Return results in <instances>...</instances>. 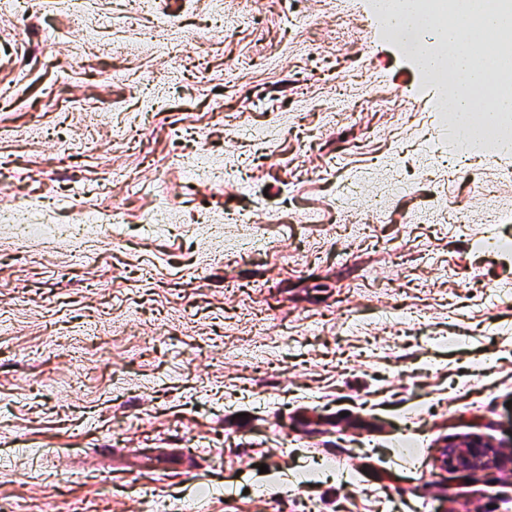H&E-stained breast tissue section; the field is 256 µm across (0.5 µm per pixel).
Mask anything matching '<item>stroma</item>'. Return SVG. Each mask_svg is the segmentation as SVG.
Listing matches in <instances>:
<instances>
[{
    "instance_id": "35a3bbf8",
    "label": "stroma",
    "mask_w": 512,
    "mask_h": 512,
    "mask_svg": "<svg viewBox=\"0 0 512 512\" xmlns=\"http://www.w3.org/2000/svg\"><path fill=\"white\" fill-rule=\"evenodd\" d=\"M223 2L0 0V500L512 512L439 461L512 456V151L373 0ZM509 123V116L507 113L498 112L496 123L489 125L484 117L482 124L474 125L468 119L459 121L454 125L453 136L455 141L460 146H467L472 141L480 138L482 135L489 137L491 141H502L500 136H496L498 130ZM443 448L444 465L459 472H470L499 461L493 448L480 437L469 440L464 451H458L456 445L448 442Z\"/></svg>"
}]
</instances>
